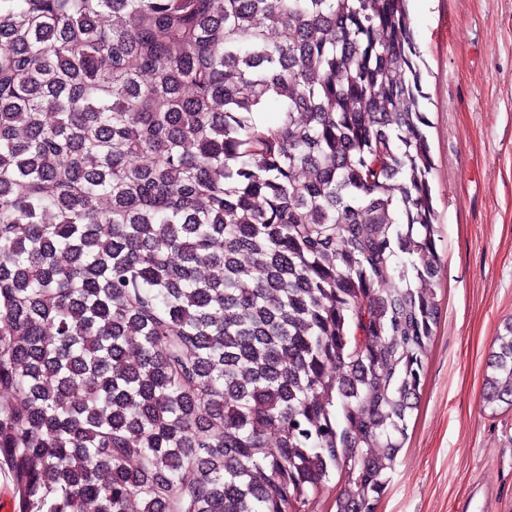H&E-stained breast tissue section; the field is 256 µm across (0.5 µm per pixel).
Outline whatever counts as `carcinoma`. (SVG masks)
<instances>
[{"label":"carcinoma","instance_id":"1","mask_svg":"<svg viewBox=\"0 0 512 512\" xmlns=\"http://www.w3.org/2000/svg\"><path fill=\"white\" fill-rule=\"evenodd\" d=\"M406 2L0 0L19 512H375L440 317ZM336 473L331 476L330 482L327 483V488L320 492L309 505L300 508L301 512H334L333 507L335 486H336Z\"/></svg>","mask_w":512,"mask_h":512}]
</instances>
